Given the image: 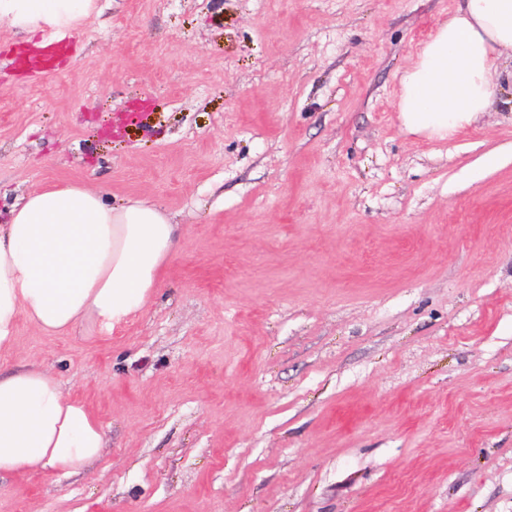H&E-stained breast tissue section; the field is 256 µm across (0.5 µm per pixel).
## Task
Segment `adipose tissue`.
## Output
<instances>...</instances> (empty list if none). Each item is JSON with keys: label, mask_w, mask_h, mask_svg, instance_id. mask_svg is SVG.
<instances>
[{"label": "adipose tissue", "mask_w": 512, "mask_h": 512, "mask_svg": "<svg viewBox=\"0 0 512 512\" xmlns=\"http://www.w3.org/2000/svg\"><path fill=\"white\" fill-rule=\"evenodd\" d=\"M95 0H0V27L43 48L79 35ZM512 58V0H457L402 73L403 129L450 140L500 98ZM180 248L178 227L146 199L115 205L84 184L33 187L0 213V356L20 321L47 336L112 332L148 303ZM105 432L51 370L0 371V478L67 477L98 459Z\"/></svg>", "instance_id": "obj_1"}]
</instances>
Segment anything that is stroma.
<instances>
[{"mask_svg":"<svg viewBox=\"0 0 512 512\" xmlns=\"http://www.w3.org/2000/svg\"><path fill=\"white\" fill-rule=\"evenodd\" d=\"M455 0H96L0 29V209L146 198L182 248L103 337L20 322L106 433L0 512H512V84L451 141L399 79ZM95 0H0V27L24 33L26 41L44 48L80 34Z\"/></svg>","mask_w":512,"mask_h":512,"instance_id":"1","label":"stroma"}]
</instances>
